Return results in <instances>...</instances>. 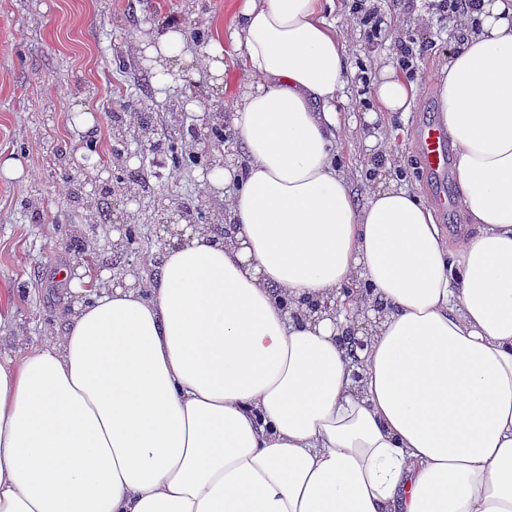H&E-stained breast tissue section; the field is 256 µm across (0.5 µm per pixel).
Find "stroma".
<instances>
[{
    "mask_svg": "<svg viewBox=\"0 0 512 512\" xmlns=\"http://www.w3.org/2000/svg\"><path fill=\"white\" fill-rule=\"evenodd\" d=\"M239 0H0V152L21 161L27 177L0 179V306L11 309L18 337L28 345L42 344L61 334L73 299L62 270L93 263L104 271L102 287L131 276L153 273L162 246L160 214L140 198L121 204L125 216L138 219L147 240L136 255L112 246V224L93 207L74 205L73 188L97 198L102 185L117 170H145L172 206L224 209V197L205 193L201 168L174 169L155 154L136 159L143 143L132 114L150 106L159 140H184L196 151L217 154L225 166L240 165L232 138L222 145L203 142L192 130L203 114L231 117L238 87L245 80L240 67L223 79L209 73L194 86L177 83L166 89L138 85L140 62L134 40L149 25L176 18L186 31L212 40L222 36ZM353 0H335L327 20L350 46L347 82L339 110L340 166L358 195L374 189L379 177L432 201L431 179L420 165L417 128L439 120L431 92L438 78L439 59L451 52L454 34L433 0H405L409 12L429 16L426 29L387 27L381 38L367 42L352 26ZM412 45L413 70L419 92L411 112H375L372 85L381 65L401 68L399 42ZM201 95L204 108L169 112L170 100ZM89 108L100 118L97 149L90 158L80 151L86 139L73 117ZM127 122V148L133 157L115 160L110 113ZM92 242L95 254L75 248V241Z\"/></svg>",
    "mask_w": 512,
    "mask_h": 512,
    "instance_id": "stroma-1",
    "label": "stroma"
}]
</instances>
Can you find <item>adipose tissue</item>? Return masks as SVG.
Masks as SVG:
<instances>
[{"instance_id": "obj_1", "label": "adipose tissue", "mask_w": 512, "mask_h": 512, "mask_svg": "<svg viewBox=\"0 0 512 512\" xmlns=\"http://www.w3.org/2000/svg\"><path fill=\"white\" fill-rule=\"evenodd\" d=\"M332 6L242 0L199 58L248 76L244 164L203 183L225 231L171 225L155 274L122 286L81 270L63 333L0 356V512H512V0L448 20L467 29L433 86L452 243L421 195L358 203L337 165ZM184 47L181 22L141 32L156 88ZM372 95L406 113L417 85L387 65ZM369 312L356 372L336 338Z\"/></svg>"}]
</instances>
